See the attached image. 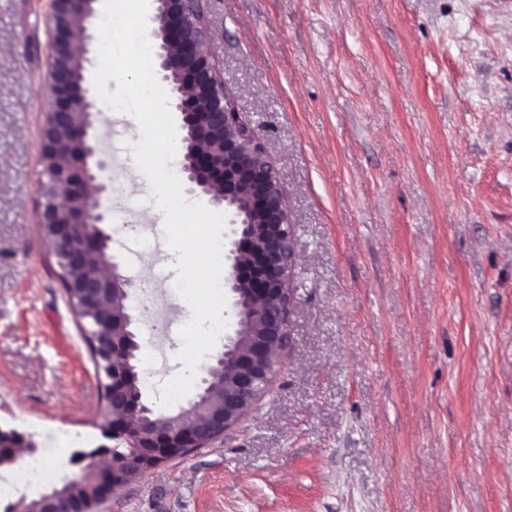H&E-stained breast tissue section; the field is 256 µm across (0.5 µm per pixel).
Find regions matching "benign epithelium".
<instances>
[{
    "instance_id": "benign-epithelium-1",
    "label": "benign epithelium",
    "mask_w": 512,
    "mask_h": 512,
    "mask_svg": "<svg viewBox=\"0 0 512 512\" xmlns=\"http://www.w3.org/2000/svg\"><path fill=\"white\" fill-rule=\"evenodd\" d=\"M95 0H51L52 33L49 80L52 92L49 109L41 131V165L53 168L52 181H40L41 205L36 223L49 242L51 252L62 263L61 275L68 284L67 297L74 310L92 316V329L84 330L93 346V358L110 367L123 361L124 345L115 337L135 339L133 318L127 313L118 316L108 307L109 293L118 288H131L133 281L112 262V274L88 275L82 262L83 246L78 244L73 229L80 223L107 224L109 215L99 210V195L108 191L104 184L95 186L96 196L85 195V185L95 181L94 168L105 166L99 158L94 136L96 105L89 89L73 86L70 63L83 58L76 52L74 39L86 26L73 28L65 21L71 5H80L85 19L94 16ZM164 14V24L154 32L158 44V74L167 80V73L182 72L185 82L171 88L175 108L181 112L183 127L197 128L203 146L193 155L183 157L185 180L209 196L210 203L224 209L229 228L228 262L224 287L228 290L230 307L237 318L235 335L228 338L224 352L216 358V367L208 369L203 391L198 400L209 393L217 369L230 368L231 378L224 382V403L206 411L193 423V408L165 416L161 427L150 419L151 413L129 402L124 392V376L110 379L106 397L107 414L114 422L113 430L124 435L130 447L146 452L133 462L149 471L170 460L199 449L209 448L224 438L243 421L248 410L259 401L254 383L273 381L274 361L289 344L290 316L293 295L289 279L297 264L293 224L286 205L285 193L262 143L255 137L250 123L237 112L233 96L224 86L223 77L204 52L211 37L208 25L190 15V6L197 0H154ZM81 112L85 117L81 133L79 161L58 160L59 146L73 136L71 118ZM260 323L248 350H236L237 337L249 319ZM141 417L140 425L122 431L131 415ZM96 455L93 466L103 474L112 475V482L101 486V500L125 483L117 479L119 461L100 464ZM36 507V512H93L95 502L72 504L65 488L45 490L22 504Z\"/></svg>"
}]
</instances>
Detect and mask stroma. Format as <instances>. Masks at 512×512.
Here are the masks:
<instances>
[{
	"instance_id": "1",
	"label": "stroma",
	"mask_w": 512,
	"mask_h": 512,
	"mask_svg": "<svg viewBox=\"0 0 512 512\" xmlns=\"http://www.w3.org/2000/svg\"><path fill=\"white\" fill-rule=\"evenodd\" d=\"M500 0H202L206 51L265 144L294 224L291 339L269 393L224 442L132 481L95 512H512V11ZM84 40L95 100L140 97L102 69L107 0ZM46 0H0V426L34 448L106 434L100 376L35 222L47 111ZM159 135L181 141L168 83L150 74ZM111 126L137 193L115 220L151 216L190 241L152 272L197 283L168 299L186 344L141 355V402L173 411L234 331L157 181L180 166ZM224 242L222 210L173 180ZM221 335H209L214 321Z\"/></svg>"
}]
</instances>
